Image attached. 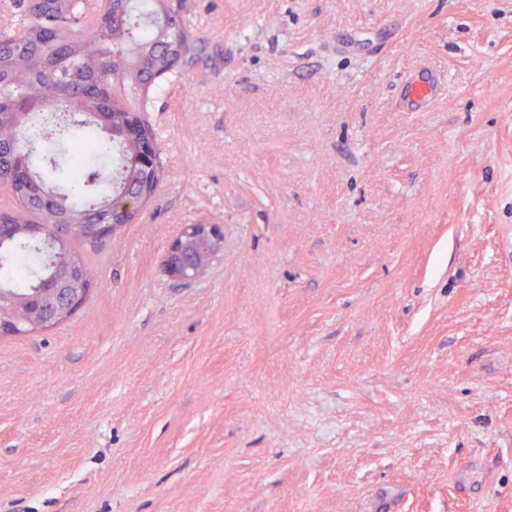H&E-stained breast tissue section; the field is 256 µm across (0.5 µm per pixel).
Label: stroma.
I'll use <instances>...</instances> for the list:
<instances>
[{
	"mask_svg": "<svg viewBox=\"0 0 512 512\" xmlns=\"http://www.w3.org/2000/svg\"><path fill=\"white\" fill-rule=\"evenodd\" d=\"M186 22L141 222L80 244L69 320L0 338V512H512V0ZM196 223L224 248L180 285L163 255Z\"/></svg>",
	"mask_w": 512,
	"mask_h": 512,
	"instance_id": "stroma-1",
	"label": "stroma"
}]
</instances>
